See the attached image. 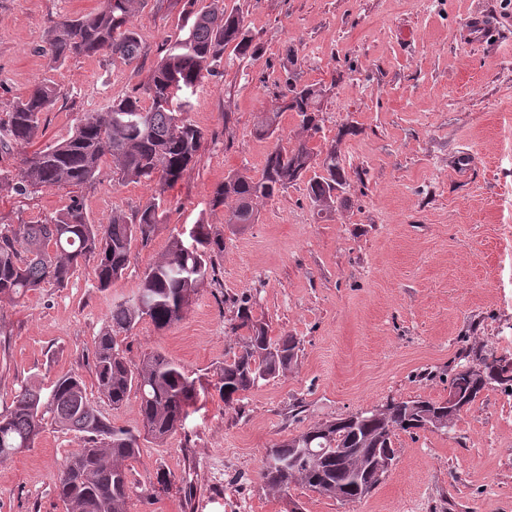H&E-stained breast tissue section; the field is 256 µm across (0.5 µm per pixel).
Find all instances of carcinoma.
I'll return each mask as SVG.
<instances>
[{"mask_svg": "<svg viewBox=\"0 0 512 512\" xmlns=\"http://www.w3.org/2000/svg\"><path fill=\"white\" fill-rule=\"evenodd\" d=\"M196 3L187 0L194 15L192 50L181 48L178 38L169 40L165 56L147 81V100L128 95L102 111L87 113L70 137L24 156L17 172L0 169L1 194L25 197L61 186L73 190L69 205L52 216L32 221L18 215L17 223L0 224V303L17 302L47 285L65 288L76 268L86 262L92 264L97 287L106 289L125 273L136 243H147L164 223L165 193L194 165L203 138L188 118L186 95L194 93L206 76L218 74L226 47L233 46L242 59L258 51L242 16L227 10L224 0H208L195 11ZM142 4L144 0H102L93 11L58 21L48 31L45 51L58 67L71 58L97 55L133 64L140 57L141 43L131 18ZM333 85L303 84L298 73H288L279 92L281 104L264 112L254 134L260 139L275 137L285 112L296 116L302 132L317 133ZM54 101L53 82L42 79L13 102L0 119L1 159L39 136L43 115ZM105 161L112 163L121 183L153 182L156 190L131 216L114 214L107 224H93L78 192L94 183ZM300 181L317 213L336 210L338 190L348 185L337 145L317 153L306 139L291 148L277 143L266 155L260 178L233 173L214 189L210 205L219 208L230 199L233 205L225 212V223L253 224L260 203ZM188 234L194 249H187L183 234L172 236L164 257L144 274L136 293L112 305L110 324L95 342L99 395L119 407L136 393L143 432L116 426L99 415L82 379L72 375L55 380L46 396L40 388H21L0 412V463L34 446L47 413L60 428L79 435V450L65 457L55 481L65 512H128V462L139 457L141 434L163 441L185 427L188 408L197 396L196 380L158 350L131 367L117 334L131 331L144 318L159 330L178 324L198 288L215 275L224 237L203 222L192 225ZM237 318V328L246 331L240 350L216 372L218 392L229 407L297 359L296 338L271 340L268 325L254 318L248 299L240 300ZM493 383L512 388V362L484 357L479 367L458 371L450 388L470 405ZM429 416L445 418L444 430L456 421L442 404L414 399L365 411L354 421L344 417L317 423L270 449L259 479L278 494L297 484L333 499L338 491L348 498L365 496L370 486L357 484L358 472L378 453L396 455L395 431L420 429ZM302 448L313 452L302 456ZM338 448L359 452L338 458Z\"/></svg>", "mask_w": 512, "mask_h": 512, "instance_id": "obj_1", "label": "carcinoma"}]
</instances>
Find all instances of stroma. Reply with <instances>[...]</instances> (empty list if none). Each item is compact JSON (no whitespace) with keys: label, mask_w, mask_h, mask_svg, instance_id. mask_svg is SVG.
I'll use <instances>...</instances> for the list:
<instances>
[{"label":"stroma","mask_w":512,"mask_h":512,"mask_svg":"<svg viewBox=\"0 0 512 512\" xmlns=\"http://www.w3.org/2000/svg\"><path fill=\"white\" fill-rule=\"evenodd\" d=\"M101 0H0V114L41 78L53 81L37 151L72 132L83 113L142 91L164 54L184 0H148L132 23L142 55L53 66L42 51L54 22ZM261 45L252 58L224 51L188 116L204 138L193 167L166 192L167 223L136 245L107 289L91 265L65 288L46 287L0 306V410L21 386L82 378L112 424L139 429L137 396L120 407L100 397L93 352L113 303L131 296L172 234L197 221L224 237L214 281L185 318L160 331L142 320L118 341L130 364L159 350L201 384L184 432L142 439L129 463V512H512V394L490 385L450 431H399L396 460L362 500L344 504L305 487L270 493L258 471L268 448L312 425L393 401L448 397L479 356L512 358V0H224ZM493 17V37L469 26ZM297 64H289V52ZM302 82L333 83L315 151L337 145L349 185L336 212L318 216L304 185L259 207L253 224H228L211 208L234 171L260 176L271 140L253 134L275 108L289 67ZM154 184H120L103 163L82 193L92 223L132 214ZM69 190L0 195V216L38 220L69 203ZM249 298L271 339L297 337L298 360L228 407L216 368L241 345L237 307ZM74 433L46 423L33 448L0 464V512H64L57 465L77 451ZM172 485L151 492L156 470Z\"/></svg>","instance_id":"stroma-1"}]
</instances>
